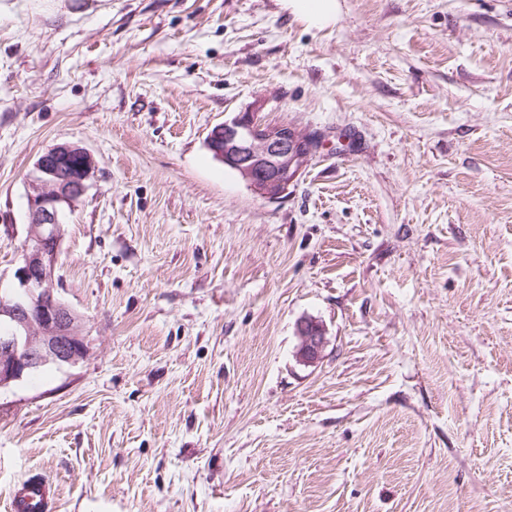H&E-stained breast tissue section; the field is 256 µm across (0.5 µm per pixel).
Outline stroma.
<instances>
[{"label": "stroma", "instance_id": "stroma-1", "mask_svg": "<svg viewBox=\"0 0 512 512\" xmlns=\"http://www.w3.org/2000/svg\"><path fill=\"white\" fill-rule=\"evenodd\" d=\"M254 109L326 144L276 201ZM60 143L89 353L0 391V512H512V0H0V278ZM292 14L317 28L336 22L339 0H284ZM257 112H243L218 125L206 144L259 196L278 200L288 194L320 144L288 124L262 123ZM220 130L223 133H218ZM299 344L296 351L298 360L312 365L318 362L327 345L326 330L323 324L313 319L301 321L297 328ZM54 497L53 483L48 479L22 482L13 490L10 510L15 512L45 510L49 500Z\"/></svg>", "mask_w": 512, "mask_h": 512}]
</instances>
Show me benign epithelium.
<instances>
[{
  "instance_id": "benign-epithelium-1",
  "label": "benign epithelium",
  "mask_w": 512,
  "mask_h": 512,
  "mask_svg": "<svg viewBox=\"0 0 512 512\" xmlns=\"http://www.w3.org/2000/svg\"><path fill=\"white\" fill-rule=\"evenodd\" d=\"M206 144L268 200L288 194L320 147L294 127L261 122L255 110L218 125ZM94 171L91 155L68 143L54 146L35 163L21 257L9 287L0 290V389L87 355L82 317L61 297L55 270L64 235L62 210L81 200ZM297 331L298 360L318 362L327 345L323 324L306 319Z\"/></svg>"
}]
</instances>
